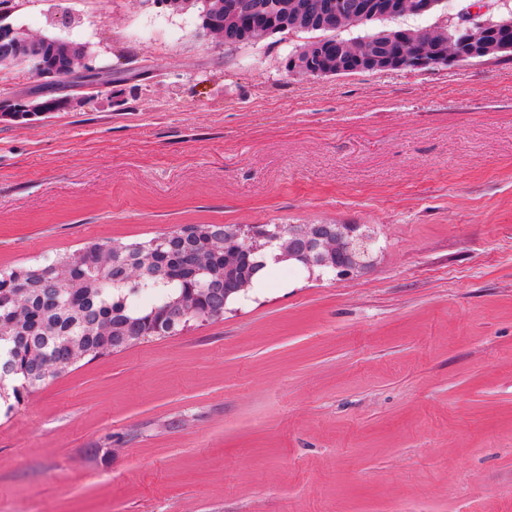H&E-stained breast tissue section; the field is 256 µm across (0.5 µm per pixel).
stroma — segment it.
<instances>
[{
    "mask_svg": "<svg viewBox=\"0 0 512 512\" xmlns=\"http://www.w3.org/2000/svg\"><path fill=\"white\" fill-rule=\"evenodd\" d=\"M474 0L339 30L450 26ZM107 87L0 71V268L186 224H352L372 265L281 262L192 324L0 415V512H512V58L299 80L148 0H15ZM17 102L19 103V108L14 107L12 109L2 110V111L0 110V112H7L5 114L3 113L2 115L8 116V117H17V115L12 112H27L28 114L26 115V117L33 116V115L48 112V111L44 110L45 107L47 108V105H50L52 110L57 112V111L62 110L65 107V105L68 103L67 100H60V99H54L50 103H33V101H24V100L17 101Z\"/></svg>",
    "mask_w": 512,
    "mask_h": 512,
    "instance_id": "obj_1",
    "label": "stroma"
}]
</instances>
